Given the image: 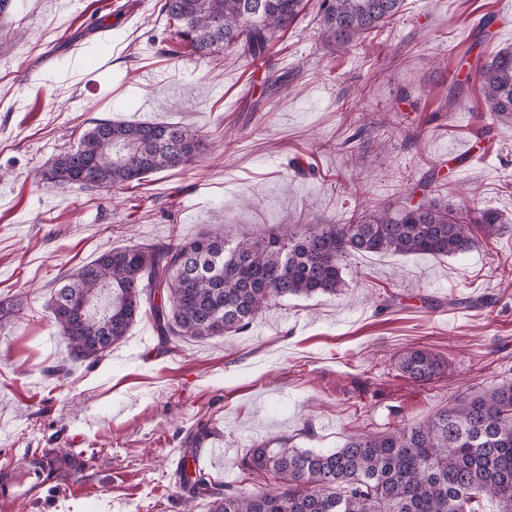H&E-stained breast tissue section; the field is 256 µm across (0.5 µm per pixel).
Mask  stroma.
Wrapping results in <instances>:
<instances>
[{"label":"stroma","instance_id":"35a3bbf8","mask_svg":"<svg viewBox=\"0 0 512 512\" xmlns=\"http://www.w3.org/2000/svg\"><path fill=\"white\" fill-rule=\"evenodd\" d=\"M320 0L265 65L197 60L159 0H8L0 11V480L60 449L74 490L43 474L0 512H211L261 492L241 462L264 442L333 451L362 429L417 423L470 387L512 381V224L460 256L354 253L335 296L288 298L242 333L162 346L142 316L94 367L72 363L46 308L58 280L115 247L210 231L264 237L429 197L512 221V123L482 136L479 72L512 45V0H403L372 41L340 50ZM463 103L448 105L456 76ZM173 122L204 149L185 170L91 195L41 174L97 120ZM473 144L458 169L450 154ZM425 345L448 362L421 385L395 366ZM58 364L67 376L49 375ZM210 426L214 493L191 500L173 460Z\"/></svg>","mask_w":512,"mask_h":512}]
</instances>
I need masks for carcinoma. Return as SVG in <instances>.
<instances>
[{
  "label": "carcinoma",
  "mask_w": 512,
  "mask_h": 512,
  "mask_svg": "<svg viewBox=\"0 0 512 512\" xmlns=\"http://www.w3.org/2000/svg\"><path fill=\"white\" fill-rule=\"evenodd\" d=\"M303 2L161 0L159 13L201 60L230 50L256 61L269 55ZM400 3L321 0L320 26L343 46L391 21ZM480 87L489 119L512 121V47L482 66ZM202 147L196 133L178 124L100 120L58 154L41 180L90 192L138 186L150 175L195 163ZM502 224V214L473 198L459 208L431 199L416 206L385 203L343 224H281L264 238L173 235L102 253L54 289L48 309L71 359L94 365L124 339L144 301L166 343L173 336H230L283 298L338 294L345 286L343 262L353 252L463 255L478 247V235L492 237ZM105 288L111 302L97 316L89 306ZM397 367L426 384L447 364L415 346L399 355ZM242 467L275 488L226 493L212 512H479L483 493L495 501V512H512V381L459 394L424 422L356 432L331 452L262 444ZM176 478L189 499L216 486L198 468L186 466Z\"/></svg>",
  "instance_id": "obj_1"
}]
</instances>
